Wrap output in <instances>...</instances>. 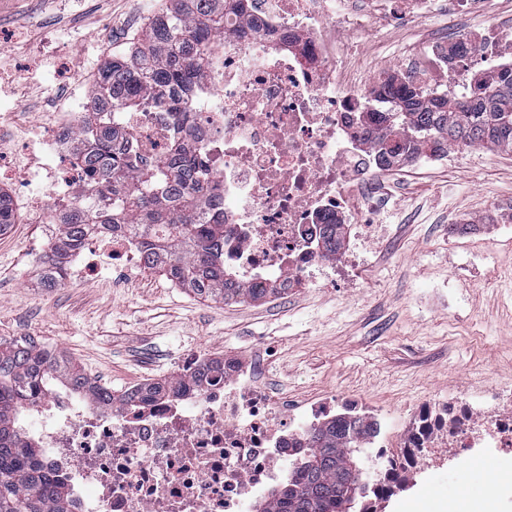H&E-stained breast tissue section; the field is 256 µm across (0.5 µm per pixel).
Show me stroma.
<instances>
[{
    "label": "stroma",
    "mask_w": 512,
    "mask_h": 512,
    "mask_svg": "<svg viewBox=\"0 0 512 512\" xmlns=\"http://www.w3.org/2000/svg\"><path fill=\"white\" fill-rule=\"evenodd\" d=\"M161 0H0V76L22 111L0 117V141L57 119L45 103L57 61L95 60L103 19L112 46L125 49ZM446 13L422 23L336 33L355 69L393 68L423 58ZM69 32L67 47L52 34ZM43 56L33 78L15 77L20 62ZM388 212L371 263L358 285L296 288L260 301H204L148 269L119 277L44 287L42 260L58 236L54 224L17 213L0 234V338L24 339L63 352L113 391L170 373L187 347L210 355L269 358L271 388L302 401L348 394L392 422L409 404L512 383V153L471 148L439 165L386 171ZM449 285L455 306L424 305L429 285ZM512 512V453L476 448L416 477L378 501L376 512H451L462 498Z\"/></svg>",
    "instance_id": "35a3bbf8"
}]
</instances>
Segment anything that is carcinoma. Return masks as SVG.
Instances as JSON below:
<instances>
[{
    "label": "carcinoma",
    "mask_w": 512,
    "mask_h": 512,
    "mask_svg": "<svg viewBox=\"0 0 512 512\" xmlns=\"http://www.w3.org/2000/svg\"><path fill=\"white\" fill-rule=\"evenodd\" d=\"M241 0H163L127 50L112 54L100 70L90 97L95 121L72 131V166L90 175L86 193L90 208L63 212L57 242L43 268L63 264L95 229L129 234L144 247V265L201 299L245 302L274 293L272 288H244L224 263V219L206 212L201 197L220 189L174 135L157 167L139 169L111 123L115 112H133L141 94L178 106L179 119L192 117L191 102L198 77L207 66L204 45L224 35V14ZM381 142L394 139L399 151L378 149L385 161L406 162L415 154L448 153L473 147L512 151V67L497 80L478 81L467 98H426L410 89L387 112ZM342 225L329 224L322 248L331 253ZM53 386L74 395L95 393L99 404L112 407L111 391H93L78 365L52 357L30 343L0 342V512H66L65 483L52 481L38 464L41 450L17 424L25 408L34 407ZM363 417L338 418L310 434V454L292 463L295 476L276 488L256 512H343L356 501L359 512L371 493L364 482L369 449L356 446L371 433Z\"/></svg>",
    "instance_id": "carcinoma-1"
}]
</instances>
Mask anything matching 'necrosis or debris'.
Returning a JSON list of instances; mask_svg holds the SVG:
<instances>
[{"mask_svg":"<svg viewBox=\"0 0 512 512\" xmlns=\"http://www.w3.org/2000/svg\"><path fill=\"white\" fill-rule=\"evenodd\" d=\"M439 2L452 28L431 39L421 63L402 59L394 77L348 70L328 37L359 24L357 0L344 12L329 9L326 0H243L227 14L223 40L207 46L208 65L183 138L224 183V260L240 285L286 291L322 280L342 283L369 264L378 227L351 198L375 190L382 174L375 145L394 97L409 87L459 97L472 73L492 78L512 64V23L458 28L483 13L487 0H389L384 19L407 21L412 3L423 19ZM98 73L72 59L52 95L56 134L19 150L0 146V175L28 185L34 223H52L48 203L79 196L89 180L60 158L74 118L92 117L76 89ZM115 122L139 164L163 159L174 117L153 94H145L140 111L117 113ZM327 224L343 227L332 253L319 243ZM102 257L122 274L143 263L134 241L97 234L52 276L94 278ZM202 362L190 351L179 355L173 369L183 384L174 394L110 409L67 392L39 401L29 428L43 472L67 486V512H249L291 476L292 460L309 451L311 430L365 413L354 399L300 403L272 393L260 351L248 360L225 356L223 371L198 385L194 374ZM363 445L374 451L376 487L392 495L432 465L437 449L512 448V389L485 387L422 402L406 414L395 444L379 428Z\"/></svg>","mask_w":512,"mask_h":512,"instance_id":"4bbe7bcc","label":"necrosis or debris"}]
</instances>
